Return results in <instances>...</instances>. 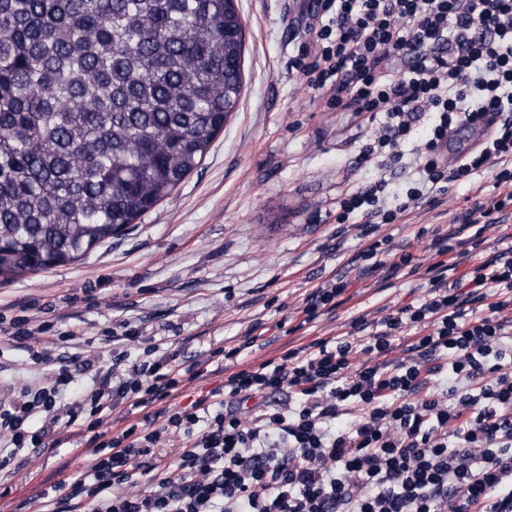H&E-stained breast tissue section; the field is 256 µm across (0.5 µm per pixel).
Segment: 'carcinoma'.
<instances>
[{
	"label": "carcinoma",
	"mask_w": 512,
	"mask_h": 512,
	"mask_svg": "<svg viewBox=\"0 0 512 512\" xmlns=\"http://www.w3.org/2000/svg\"><path fill=\"white\" fill-rule=\"evenodd\" d=\"M243 53L235 0H0V275L77 262L168 198Z\"/></svg>",
	"instance_id": "1"
}]
</instances>
